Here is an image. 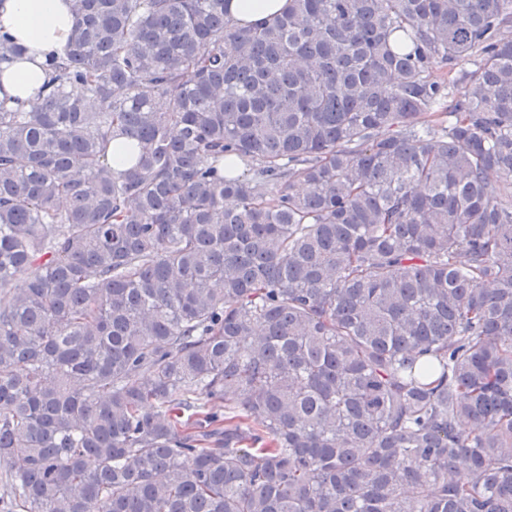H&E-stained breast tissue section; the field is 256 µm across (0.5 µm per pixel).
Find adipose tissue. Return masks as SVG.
I'll return each mask as SVG.
<instances>
[{"label":"adipose tissue","instance_id":"ef3b65f1","mask_svg":"<svg viewBox=\"0 0 512 512\" xmlns=\"http://www.w3.org/2000/svg\"><path fill=\"white\" fill-rule=\"evenodd\" d=\"M73 26L70 0H0V33L23 49L0 64V93L22 99L36 94L50 55L63 51Z\"/></svg>","mask_w":512,"mask_h":512}]
</instances>
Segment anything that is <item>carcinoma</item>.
Wrapping results in <instances>:
<instances>
[{"label":"carcinoma","mask_w":512,"mask_h":512,"mask_svg":"<svg viewBox=\"0 0 512 512\" xmlns=\"http://www.w3.org/2000/svg\"><path fill=\"white\" fill-rule=\"evenodd\" d=\"M229 3L0 103V512H512V0ZM287 5L288 0H232L229 8L235 18L254 22L273 17L283 11Z\"/></svg>","instance_id":"cac0c4a2"}]
</instances>
